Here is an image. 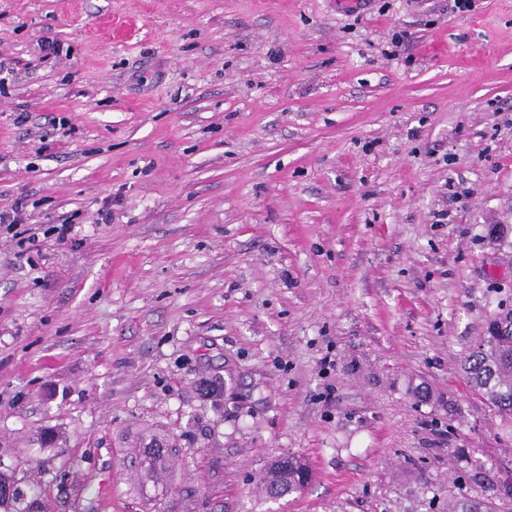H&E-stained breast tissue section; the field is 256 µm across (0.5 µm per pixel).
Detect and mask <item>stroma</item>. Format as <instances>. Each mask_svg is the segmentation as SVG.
I'll return each instance as SVG.
<instances>
[{"label": "stroma", "instance_id": "stroma-1", "mask_svg": "<svg viewBox=\"0 0 512 512\" xmlns=\"http://www.w3.org/2000/svg\"><path fill=\"white\" fill-rule=\"evenodd\" d=\"M20 196L0 512H448L512 480L460 371L512 308V0H0ZM285 454L310 484L255 494ZM154 444L159 445L162 443L152 441L150 447H145L142 450L138 448V455L133 461L135 468L149 478H157L162 470L168 468V450L162 453L161 448H153Z\"/></svg>", "mask_w": 512, "mask_h": 512}]
</instances>
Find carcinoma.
<instances>
[{
	"mask_svg": "<svg viewBox=\"0 0 512 512\" xmlns=\"http://www.w3.org/2000/svg\"><path fill=\"white\" fill-rule=\"evenodd\" d=\"M461 371L468 386L496 409L502 419L512 423V310L494 314L486 331L461 361ZM134 466L149 478L168 468V452L161 448L138 450ZM308 465L295 455H288V470L271 466L264 476L265 494L277 498L302 490L308 483ZM448 512H512V484L506 490V503L493 506L486 500L458 499Z\"/></svg>",
	"mask_w": 512,
	"mask_h": 512,
	"instance_id": "cac0c4a2",
	"label": "carcinoma"
}]
</instances>
